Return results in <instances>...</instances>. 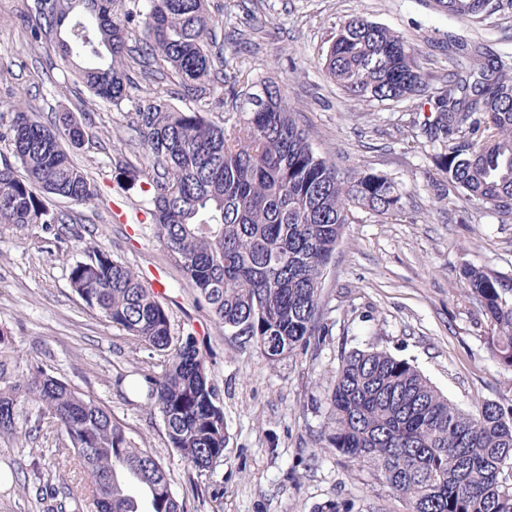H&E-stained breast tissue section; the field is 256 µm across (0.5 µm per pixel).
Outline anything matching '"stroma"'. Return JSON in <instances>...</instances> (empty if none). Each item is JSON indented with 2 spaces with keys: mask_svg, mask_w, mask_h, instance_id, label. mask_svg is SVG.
I'll return each instance as SVG.
<instances>
[{
  "mask_svg": "<svg viewBox=\"0 0 512 512\" xmlns=\"http://www.w3.org/2000/svg\"><path fill=\"white\" fill-rule=\"evenodd\" d=\"M229 64L250 67L254 81L283 85L315 147L358 177L391 178L403 206L392 216L365 209L327 265L321 313L328 336L277 363L226 333L160 244L150 193L132 172L152 161L132 123L133 102L154 83L137 80L130 99L107 106L74 83L53 42L30 48L24 26L35 0H0V134L22 104L41 121L74 113L86 131L74 151L100 194L89 204L53 200L77 223L80 237H55L41 224L0 227V330L11 337L17 372L39 364L108 407L137 447L160 457L187 512H407L376 472L350 466L317 441L328 421L327 390L341 352L374 347L409 361L462 410L484 400L512 411V372L490 356V327L460 290L459 270L472 263L512 274V224L477 212L464 200H441L443 176L433 148L414 122L420 102L347 97L327 81L319 59L336 26L351 14L399 32L419 50L426 94L454 69L438 44L458 21L424 0H211ZM473 37L512 68V7L473 23ZM105 248L146 287L163 284L174 340L194 336L224 406V459L210 471L187 466L170 448L159 411L135 388L153 361L145 345L105 323L72 290L69 268L87 246ZM66 440L45 426L0 435V512H43L27 491L48 479L60 494L80 493L84 473L60 467Z\"/></svg>",
  "mask_w": 512,
  "mask_h": 512,
  "instance_id": "obj_1",
  "label": "stroma"
}]
</instances>
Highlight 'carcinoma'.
I'll return each mask as SVG.
<instances>
[{
  "instance_id": "obj_1",
  "label": "carcinoma",
  "mask_w": 512,
  "mask_h": 512,
  "mask_svg": "<svg viewBox=\"0 0 512 512\" xmlns=\"http://www.w3.org/2000/svg\"><path fill=\"white\" fill-rule=\"evenodd\" d=\"M467 25L498 0H431ZM30 45L55 35L59 57L108 106L130 99L132 73L159 84L138 102L133 124L156 167L140 172L153 187L159 242L224 331L244 338L270 362L297 355L328 333L320 315L321 278L351 209L399 208L387 176L348 178L318 152L278 83H253L240 66L230 76L242 120L228 125L210 83L224 56L208 0H37ZM138 43L130 45L135 29ZM448 51L468 66L442 91L425 95L418 50L406 37L361 15L342 21L322 54L327 80L355 98L402 101L426 96L420 123L448 190L512 222V74L480 43L448 35ZM171 74L192 97L176 108L162 86ZM0 161V224L57 226L56 198L88 204L97 189L71 156L85 130L72 113L46 124L17 104ZM461 291L492 327L493 360L512 371V275L468 264ZM70 285L103 321L159 357L143 375L146 397L162 416L169 447L209 470L224 456L227 426L204 353L194 337L175 343L167 310L139 276L89 246ZM330 425L322 447L377 472L409 512H512V414L483 401L465 412L409 362L383 350L340 355L327 391ZM48 421L69 445L65 464L83 468L95 512H185L164 463L134 446L98 400L36 366L16 375L0 360V434H26Z\"/></svg>"
}]
</instances>
